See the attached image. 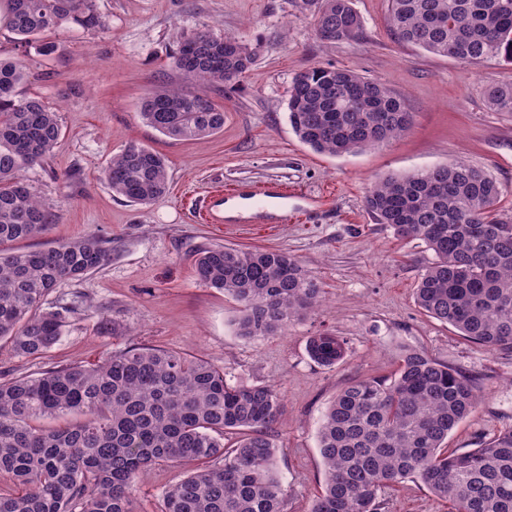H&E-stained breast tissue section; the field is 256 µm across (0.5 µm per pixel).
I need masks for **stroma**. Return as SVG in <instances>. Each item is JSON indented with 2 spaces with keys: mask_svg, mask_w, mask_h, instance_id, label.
<instances>
[{
  "mask_svg": "<svg viewBox=\"0 0 512 512\" xmlns=\"http://www.w3.org/2000/svg\"><path fill=\"white\" fill-rule=\"evenodd\" d=\"M353 6L364 20L361 43H322L315 8L305 0H97L107 28L59 30L48 56L18 45L0 26V56L26 67L21 95L57 112L62 128L53 153L24 173L55 221L11 250L90 234L112 245L108 264L61 281L48 296L47 306L70 309L57 343L41 356L1 350L0 372L34 377L140 345L214 362L232 384L274 386L286 406L277 455L288 489L284 512H308L322 490L317 436L329 404L354 379L393 373L403 349L425 351L476 386L480 402L449 436V448L478 447L512 426V351L487 350L417 307L414 288L433 253L376 223L364 202L381 177L465 161L502 183V207L512 212V114L491 111L485 100L487 86L512 81V63L474 67L428 54L390 34L387 0H353ZM203 21L257 46L258 58L236 90L211 92L224 109L221 133L174 140L141 120L140 101L158 87L193 90L172 68L171 54L181 33ZM327 64L381 79L413 112L411 130L387 145L336 157L300 142L288 123V87L300 71ZM132 142L167 163L169 192L148 206L114 196L102 177ZM254 186L286 191L287 208L240 210ZM219 189L230 207L223 223L212 224L200 201ZM214 244L288 252L321 285L322 305L292 321L285 335L242 338L237 303L194 272L195 251ZM116 321L130 335H113ZM323 331L348 342L346 360L331 369L307 352L310 337ZM186 474L179 463L154 466L133 495L136 512H159L164 494ZM382 512L454 509L409 480L387 490Z\"/></svg>",
  "mask_w": 512,
  "mask_h": 512,
  "instance_id": "1",
  "label": "stroma"
}]
</instances>
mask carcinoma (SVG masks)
Instances as JSON below:
<instances>
[{
    "label": "carcinoma",
    "mask_w": 512,
    "mask_h": 512,
    "mask_svg": "<svg viewBox=\"0 0 512 512\" xmlns=\"http://www.w3.org/2000/svg\"><path fill=\"white\" fill-rule=\"evenodd\" d=\"M315 22L324 42L363 40L352 0H319ZM0 23L21 43H40L44 55L56 49L41 41L48 32L107 27L96 0H7ZM388 24L398 41L434 56L475 66L512 62V0H388ZM257 58V48L200 24L172 55L200 92L151 90L141 99L142 121L176 140L221 131L224 109L208 89H234ZM24 80L21 65L0 58V244L35 237L53 221L23 171L54 150L61 127L41 101L18 97ZM485 98L492 111L512 113V82L489 86ZM287 108L296 136L332 156L385 145L413 124L404 99L383 82L333 65L298 73ZM104 179L139 205L168 192L164 157L138 143L112 158ZM503 195L488 170L456 161L388 175L365 196L377 223L434 255L416 284L418 308L491 351L512 350V216L499 209ZM111 258L112 247L93 236L0 250V342L18 355L47 352L67 313L44 307L49 294ZM194 268L240 304L237 329L246 339L279 335L322 301V288L283 250L211 246L197 253ZM307 352L334 367L346 358V341L325 331L310 337ZM477 405L468 375L420 350H403L388 377L352 381L324 414V486L310 512H380L386 491L409 479L456 512H512V426L477 448H447ZM284 411L273 387L232 385L217 364L162 348L130 346L93 366L0 378V512H135L133 490L160 462L189 467L160 512H283L276 455ZM70 412L82 419L55 429L36 424Z\"/></svg>",
    "instance_id": "carcinoma-1"
}]
</instances>
